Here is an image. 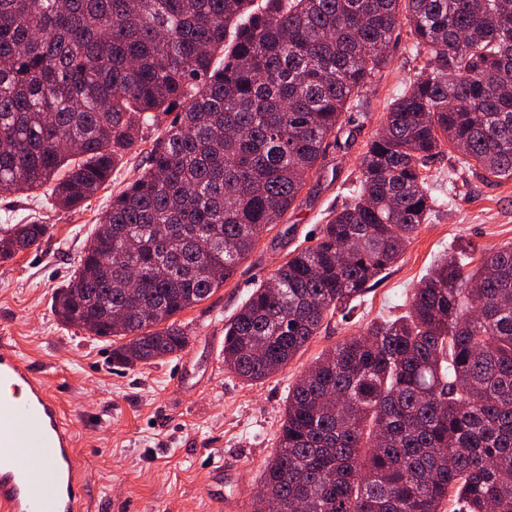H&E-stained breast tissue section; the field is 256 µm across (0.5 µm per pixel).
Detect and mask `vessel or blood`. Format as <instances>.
Returning <instances> with one entry per match:
<instances>
[{
	"mask_svg": "<svg viewBox=\"0 0 512 512\" xmlns=\"http://www.w3.org/2000/svg\"><path fill=\"white\" fill-rule=\"evenodd\" d=\"M82 460L44 378L0 344V512H87Z\"/></svg>",
	"mask_w": 512,
	"mask_h": 512,
	"instance_id": "1",
	"label": "vessel or blood"
}]
</instances>
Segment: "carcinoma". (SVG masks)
<instances>
[{
	"label": "carcinoma",
	"mask_w": 512,
	"mask_h": 512,
	"mask_svg": "<svg viewBox=\"0 0 512 512\" xmlns=\"http://www.w3.org/2000/svg\"><path fill=\"white\" fill-rule=\"evenodd\" d=\"M407 26L423 65L366 144L357 194L224 329L246 382L348 317L438 204L443 144L512 178V0H0V192L77 210L175 113L54 296L128 368L183 351L208 299L291 209ZM44 224H1L0 259ZM444 255L406 313L288 390L254 512H512V245Z\"/></svg>",
	"instance_id": "1"
}]
</instances>
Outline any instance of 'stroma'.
Wrapping results in <instances>:
<instances>
[{"label":"stroma","instance_id":"obj_1","mask_svg":"<svg viewBox=\"0 0 512 512\" xmlns=\"http://www.w3.org/2000/svg\"><path fill=\"white\" fill-rule=\"evenodd\" d=\"M389 63L362 94L348 144L330 153L280 224L204 302L178 314L189 344L176 355L131 369L112 362V340L62 324L52 297L77 268L114 193L146 166L163 127L148 129L112 180L76 212L54 206L49 191L0 193V224H44L38 248L0 259V337L42 374L65 410L84 459L89 512H251L268 459L276 451L288 390L321 353L360 334L371 321L404 314L413 288L458 243L480 253L512 243V178L461 168L442 147L429 184L440 201L399 261L362 298L350 319L329 318L321 333L272 377L243 382L224 367V328L253 288L294 251L316 243L322 224L357 187L365 145L388 107L406 92L421 61L409 29L388 48ZM224 466L223 481L210 475Z\"/></svg>","mask_w":512,"mask_h":512}]
</instances>
